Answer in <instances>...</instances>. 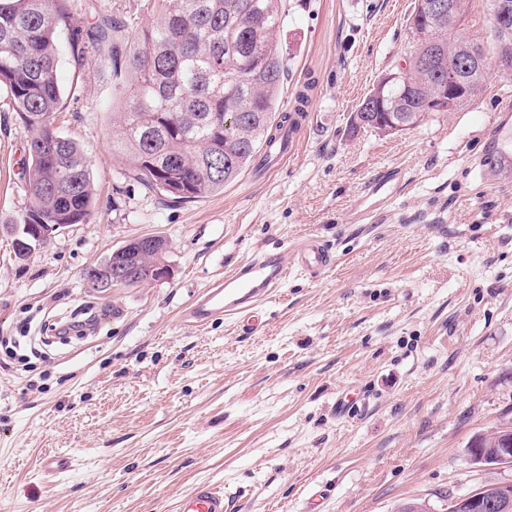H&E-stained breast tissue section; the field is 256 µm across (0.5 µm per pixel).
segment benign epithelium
<instances>
[{
  "instance_id": "obj_1",
  "label": "benign epithelium",
  "mask_w": 512,
  "mask_h": 512,
  "mask_svg": "<svg viewBox=\"0 0 512 512\" xmlns=\"http://www.w3.org/2000/svg\"><path fill=\"white\" fill-rule=\"evenodd\" d=\"M423 13L429 17L448 13V23L459 24L458 8L455 0H422ZM493 24L506 30L512 27V3L509 0L496 2ZM455 65L448 66V83L437 90L431 100L432 109L451 112L460 102L459 92L466 89V72L482 66L483 59L466 43L459 42L453 49ZM63 229L61 224H27L24 230L30 240L24 244L25 250L34 251L47 244ZM167 250V242L158 236H145L131 240L113 251L111 268L105 264L98 268L107 270L108 277L102 279L105 286L122 282L141 281L151 283L163 280L170 269L163 261L156 259V253ZM467 458L473 465L494 467L506 465L512 468V428L500 426L487 433L475 436L467 450ZM444 508L448 512H476L480 508L495 509L497 512H512V481H499L482 485L464 495L448 499Z\"/></svg>"
}]
</instances>
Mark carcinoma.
I'll list each match as a JSON object with an SVG mask.
<instances>
[{
	"mask_svg": "<svg viewBox=\"0 0 512 512\" xmlns=\"http://www.w3.org/2000/svg\"><path fill=\"white\" fill-rule=\"evenodd\" d=\"M239 2L156 0L151 22L132 34L131 83L124 111L113 113L112 152L124 161V176L176 202L221 192L252 164L268 165L299 125L292 114L275 112L285 79L281 0H249L251 14L230 26L229 9ZM78 9V0H0V89L23 123L29 156L24 224H81L96 204L86 153L52 122L62 104V53L83 67L112 44L115 31L106 16L83 31ZM411 26L427 36L415 51L448 44L446 18ZM446 79L447 64L439 60L424 72L411 57L398 80L373 87L381 106L370 112L377 119L403 114L411 129ZM238 110V126L225 129V114Z\"/></svg>",
	"mask_w": 512,
	"mask_h": 512,
	"instance_id": "cac0c4a2",
	"label": "carcinoma"
}]
</instances>
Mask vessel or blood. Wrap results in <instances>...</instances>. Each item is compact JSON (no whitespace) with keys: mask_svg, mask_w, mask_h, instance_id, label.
I'll list each match as a JSON object with an SVG mask.
<instances>
[{"mask_svg":"<svg viewBox=\"0 0 512 512\" xmlns=\"http://www.w3.org/2000/svg\"><path fill=\"white\" fill-rule=\"evenodd\" d=\"M333 265L331 246L316 236L304 239L288 257L278 252H256L206 287L186 308L185 316L199 326L223 317L233 318L243 331L253 332L260 324L262 302L283 284L290 268L317 279ZM232 509L233 504L225 500L223 491L200 483L181 498L177 512H232Z\"/></svg>","mask_w":512,"mask_h":512,"instance_id":"vessel-or-blood-1","label":"vessel or blood"}]
</instances>
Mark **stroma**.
<instances>
[{
	"mask_svg": "<svg viewBox=\"0 0 512 512\" xmlns=\"http://www.w3.org/2000/svg\"><path fill=\"white\" fill-rule=\"evenodd\" d=\"M101 1L115 51L61 60L54 116L90 160L96 207L22 260L9 229L30 205L26 136L0 92V512H176L201 482L234 512H305L311 490L321 512H393L512 479L466 458L472 436L512 423V165L476 164L512 75L489 62L471 105L354 132L352 112L417 41L415 0H282L276 110L309 95L288 156L173 204L124 177L110 143L125 31L153 0H84L80 26ZM492 26L491 0H468L459 36L488 49ZM391 168L402 177L388 198L367 196ZM151 235L167 241L168 278L89 292L84 269ZM312 235L331 244L332 270L291 272L258 332L183 319L240 261ZM76 319L92 330L46 342ZM361 390L338 417L337 399ZM54 454L75 467L52 481L40 463Z\"/></svg>",
	"mask_w": 512,
	"mask_h": 512,
	"instance_id": "obj_1",
	"label": "stroma"
}]
</instances>
